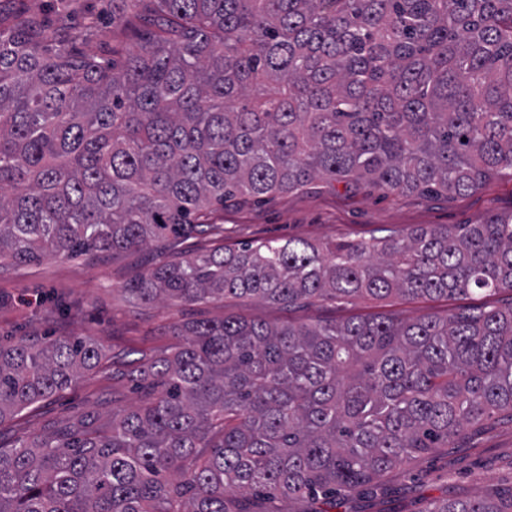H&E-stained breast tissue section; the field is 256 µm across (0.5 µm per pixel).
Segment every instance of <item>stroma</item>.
<instances>
[{"mask_svg":"<svg viewBox=\"0 0 512 512\" xmlns=\"http://www.w3.org/2000/svg\"><path fill=\"white\" fill-rule=\"evenodd\" d=\"M0 8L37 12L67 46L110 59L117 45L133 46L134 32L112 0H0ZM512 211V177H497L465 195L388 193L370 185L315 183L262 203L229 202L218 215L224 244L262 240L357 241L389 232H409L419 224H474ZM150 251L115 256L50 258L37 265L0 266V337L91 336L108 354L147 352L175 344V326L231 316L264 322L314 323L351 317L413 319L456 312L463 306L494 307L512 297L471 293L460 298L357 299L350 303L312 301L283 310L258 301L226 299L201 305L130 306L124 288L151 264ZM66 311L50 312L56 298ZM138 395L120 373L86 372L71 388L34 411L0 425V441L40 432L89 412L111 413L135 405ZM512 494V421L493 417L467 427L447 447L436 448L410 465L381 475L370 488L338 494L329 512H427L433 504L459 498Z\"/></svg>","mask_w":512,"mask_h":512,"instance_id":"stroma-1","label":"stroma"}]
</instances>
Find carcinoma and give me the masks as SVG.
I'll use <instances>...</instances> for the list:
<instances>
[{
    "mask_svg": "<svg viewBox=\"0 0 512 512\" xmlns=\"http://www.w3.org/2000/svg\"><path fill=\"white\" fill-rule=\"evenodd\" d=\"M118 65L0 12V262L163 243L132 306L512 296V213L360 241L219 238L230 199L316 180L455 195L512 176V0H121ZM138 405L0 444V512H251L336 493L512 417V301L403 321L182 324ZM118 361L87 336L0 338V424ZM427 512H512L509 498Z\"/></svg>",
    "mask_w": 512,
    "mask_h": 512,
    "instance_id": "cac0c4a2",
    "label": "carcinoma"
}]
</instances>
